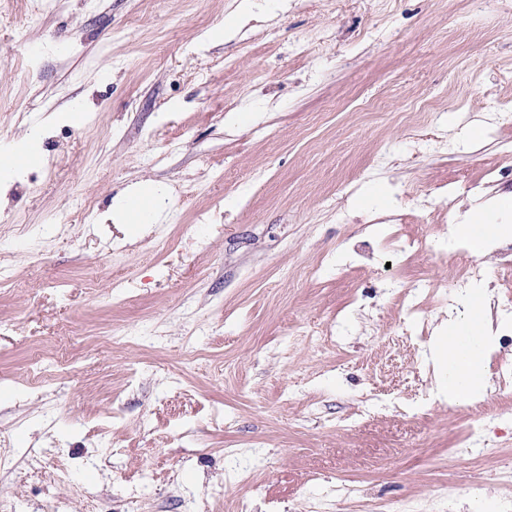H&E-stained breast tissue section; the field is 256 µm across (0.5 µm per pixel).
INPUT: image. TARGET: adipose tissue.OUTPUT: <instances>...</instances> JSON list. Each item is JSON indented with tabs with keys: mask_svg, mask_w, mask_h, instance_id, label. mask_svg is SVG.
Segmentation results:
<instances>
[{
	"mask_svg": "<svg viewBox=\"0 0 512 512\" xmlns=\"http://www.w3.org/2000/svg\"><path fill=\"white\" fill-rule=\"evenodd\" d=\"M503 214L512 215V193L495 196L485 206L461 213L454 233L474 253L485 252L493 240L512 238V225L499 220ZM471 294L467 317L441 326L438 336L437 358L445 378L438 382L437 391L460 403L471 401L480 386L484 377L481 349L490 341L485 316L486 293L475 288Z\"/></svg>",
	"mask_w": 512,
	"mask_h": 512,
	"instance_id": "1",
	"label": "adipose tissue"
}]
</instances>
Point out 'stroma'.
I'll list each match as a JSON object with an SVG mask.
<instances>
[{
	"instance_id": "stroma-1",
	"label": "stroma",
	"mask_w": 512,
	"mask_h": 512,
	"mask_svg": "<svg viewBox=\"0 0 512 512\" xmlns=\"http://www.w3.org/2000/svg\"><path fill=\"white\" fill-rule=\"evenodd\" d=\"M256 2L205 42L240 0H0V152L38 157L0 175V501L512 512V377L421 407L466 296L452 260L384 245L395 218L447 243L449 207L512 192V0ZM139 182L159 221H112ZM420 279L450 301L420 297L402 394Z\"/></svg>"
}]
</instances>
